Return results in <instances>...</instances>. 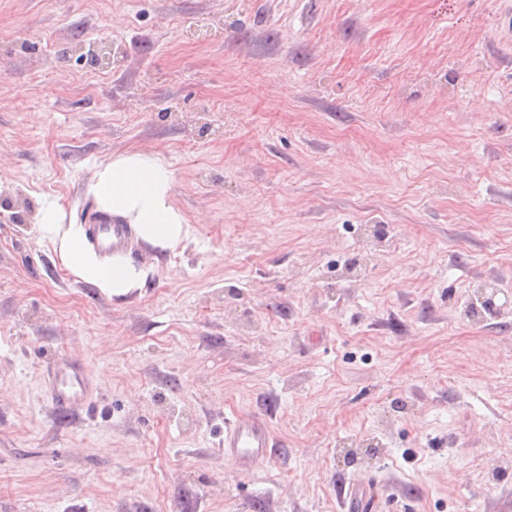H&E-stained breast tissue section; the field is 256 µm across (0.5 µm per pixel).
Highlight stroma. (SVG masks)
I'll use <instances>...</instances> for the list:
<instances>
[{
  "label": "stroma",
  "mask_w": 512,
  "mask_h": 512,
  "mask_svg": "<svg viewBox=\"0 0 512 512\" xmlns=\"http://www.w3.org/2000/svg\"><path fill=\"white\" fill-rule=\"evenodd\" d=\"M134 150L191 237L134 241L112 297L36 217L83 223ZM265 411L238 470L224 422ZM370 479L376 512H512V0H0V512H342ZM94 390V380L84 367L70 362L61 365L47 386L53 412L69 419L79 415L74 409L77 403L90 405ZM278 447L265 413L234 414L224 424V457L239 470L252 469L271 459Z\"/></svg>",
  "instance_id": "stroma-1"
}]
</instances>
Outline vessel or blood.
<instances>
[{"label":"vessel or blood","instance_id":"vessel-or-blood-1","mask_svg":"<svg viewBox=\"0 0 512 512\" xmlns=\"http://www.w3.org/2000/svg\"><path fill=\"white\" fill-rule=\"evenodd\" d=\"M88 234L104 255L125 252L131 240L126 224H115L101 214H93ZM95 384L82 365L66 362L49 380L47 393L56 415L75 418L76 405H90ZM277 448L269 417L264 413L235 414L224 426V456L238 469L249 470L271 459Z\"/></svg>","mask_w":512,"mask_h":512}]
</instances>
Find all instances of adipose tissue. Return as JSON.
Returning a JSON list of instances; mask_svg holds the SVG:
<instances>
[{"mask_svg":"<svg viewBox=\"0 0 512 512\" xmlns=\"http://www.w3.org/2000/svg\"><path fill=\"white\" fill-rule=\"evenodd\" d=\"M173 184L172 170L157 155L130 151L98 165L91 191L100 212L132 225L141 242L165 251L190 236L187 219L172 201ZM37 223L42 236L58 243L66 267L89 285L119 297L143 284L145 271L122 254L99 258L83 226L66 223L58 201L43 202Z\"/></svg>","mask_w":512,"mask_h":512,"instance_id":"adipose-tissue-1","label":"adipose tissue"}]
</instances>
